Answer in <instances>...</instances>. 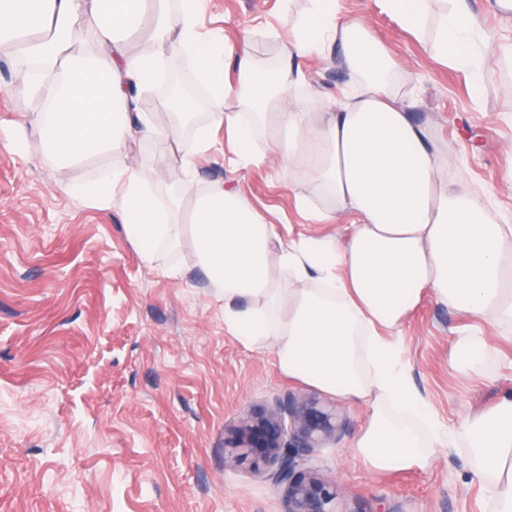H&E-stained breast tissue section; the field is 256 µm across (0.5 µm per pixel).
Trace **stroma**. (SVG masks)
<instances>
[{"instance_id":"1","label":"stroma","mask_w":512,"mask_h":512,"mask_svg":"<svg viewBox=\"0 0 512 512\" xmlns=\"http://www.w3.org/2000/svg\"><path fill=\"white\" fill-rule=\"evenodd\" d=\"M491 42L484 82L432 49L431 31L407 29L378 0H338L361 18L401 66L414 120L426 124L450 181L482 195L512 220V15L470 0ZM306 0H209L200 33L248 40L258 65L280 63ZM308 88L328 111L355 78L334 55L301 61ZM19 66L0 51V512H281L278 490L224 464V426L248 409L307 385L288 380L271 350L249 349L224 330V302L184 252L144 264L118 209L78 189L111 160L46 166L21 134L37 105L17 90ZM194 158L204 189L233 184L281 238L345 237L351 219L304 218L313 189L279 158L234 169L230 138ZM178 266L171 279L164 268ZM489 337L480 376L459 379L448 363L462 336ZM415 388L445 437L428 467L378 472L352 444L368 409L333 394L350 422L317 449L339 486L342 512H496L462 424L512 396V326L424 300L389 332Z\"/></svg>"}]
</instances>
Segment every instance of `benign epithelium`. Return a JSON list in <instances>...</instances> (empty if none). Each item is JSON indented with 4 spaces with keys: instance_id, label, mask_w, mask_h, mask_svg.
Returning a JSON list of instances; mask_svg holds the SVG:
<instances>
[{
    "instance_id": "benign-epithelium-1",
    "label": "benign epithelium",
    "mask_w": 512,
    "mask_h": 512,
    "mask_svg": "<svg viewBox=\"0 0 512 512\" xmlns=\"http://www.w3.org/2000/svg\"><path fill=\"white\" fill-rule=\"evenodd\" d=\"M345 429L346 420L317 397L289 392L224 426V463L280 490L282 512H341L338 487L322 475L316 449Z\"/></svg>"
}]
</instances>
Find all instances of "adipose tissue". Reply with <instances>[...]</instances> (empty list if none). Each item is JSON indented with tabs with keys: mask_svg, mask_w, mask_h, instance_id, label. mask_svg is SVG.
I'll return each mask as SVG.
<instances>
[{
	"mask_svg": "<svg viewBox=\"0 0 512 512\" xmlns=\"http://www.w3.org/2000/svg\"><path fill=\"white\" fill-rule=\"evenodd\" d=\"M206 2L0 0V44L30 62L17 90L39 104L32 128L42 158L63 172L119 155L79 192L121 210L141 260L187 248L224 301L230 335L248 348L272 346L288 379L370 404L355 448L372 468H426L441 433L383 333L428 297L511 325L512 223L449 181L428 126L409 112L397 61L364 23L340 15L336 0H307L286 58L269 73L258 70L249 43L229 45L220 30L198 34ZM382 2L414 30L434 21V51L470 65L481 87L479 23L468 0H448L434 19L431 0ZM134 33L152 44L150 53L127 50ZM332 46L360 92L318 117L311 99L289 91L303 81L299 59ZM174 52L208 90L209 129L187 143L179 117L159 127L132 97L157 83ZM213 128L233 136L244 165L261 167L272 154L301 170L323 219L352 216L349 234L282 241L276 225L221 185L160 202L150 171L127 155L128 141L177 143L174 181L185 185L194 179L191 157L210 147ZM257 134L267 154L254 151ZM489 353L485 337L468 336L452 345L449 360L467 379ZM464 427L497 512H512V398Z\"/></svg>",
	"mask_w": 512,
	"mask_h": 512,
	"instance_id": "adipose-tissue-1",
	"label": "adipose tissue"
}]
</instances>
